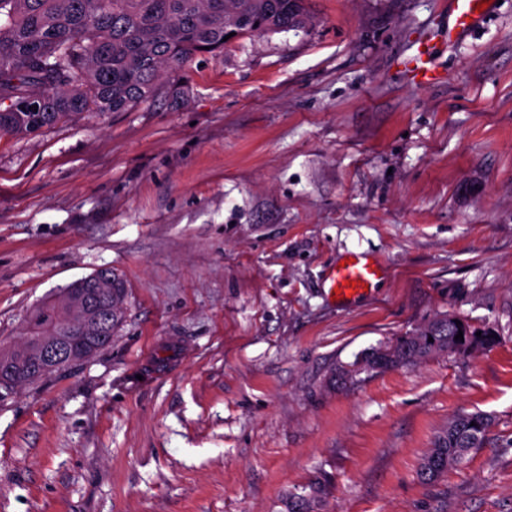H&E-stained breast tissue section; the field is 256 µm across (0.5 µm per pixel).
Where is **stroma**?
<instances>
[{
	"label": "stroma",
	"mask_w": 512,
	"mask_h": 512,
	"mask_svg": "<svg viewBox=\"0 0 512 512\" xmlns=\"http://www.w3.org/2000/svg\"><path fill=\"white\" fill-rule=\"evenodd\" d=\"M305 6L195 57L188 103L0 138V343L127 284L108 349L0 402V512H512V0L453 40V0ZM351 252L387 275L339 305ZM448 313L495 345L337 380ZM462 411L483 446L421 482ZM453 417L448 422V427L436 436L432 447L428 448L424 453L419 470V477L424 482L437 481L444 476L449 468L458 466L464 460L459 462L454 459L458 436H470L474 439L466 455L472 449L480 447L486 438L491 422V419L486 414L481 412L461 413ZM471 422H475L476 426H471ZM435 456H443L445 464L432 472L431 468H428V464ZM426 469H428V472Z\"/></svg>",
	"instance_id": "obj_1"
}]
</instances>
